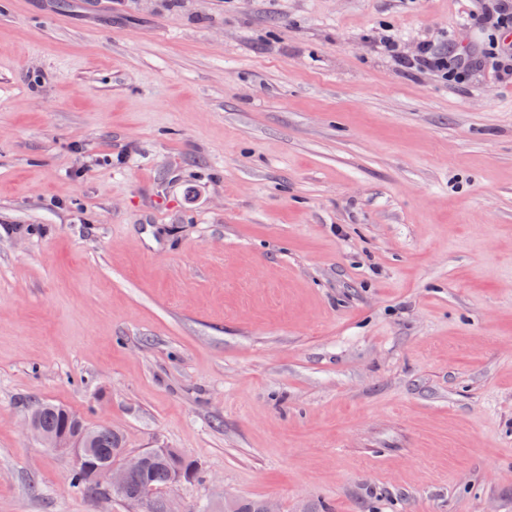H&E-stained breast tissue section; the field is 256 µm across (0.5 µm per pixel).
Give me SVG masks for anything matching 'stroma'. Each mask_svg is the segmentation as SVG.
Returning <instances> with one entry per match:
<instances>
[{
    "label": "stroma",
    "instance_id": "35a3bbf8",
    "mask_svg": "<svg viewBox=\"0 0 512 512\" xmlns=\"http://www.w3.org/2000/svg\"><path fill=\"white\" fill-rule=\"evenodd\" d=\"M486 0H0V512L41 402L175 448L157 512H512V81ZM384 47L396 56L399 66L405 70H429L441 73L448 82L463 83L473 67L478 63L477 57L467 53L440 51L435 44L423 42L417 52L411 56H399L393 39H388Z\"/></svg>",
    "mask_w": 512,
    "mask_h": 512
}]
</instances>
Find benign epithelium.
Listing matches in <instances>:
<instances>
[{
    "label": "benign epithelium",
    "instance_id": "benign-epithelium-1",
    "mask_svg": "<svg viewBox=\"0 0 512 512\" xmlns=\"http://www.w3.org/2000/svg\"><path fill=\"white\" fill-rule=\"evenodd\" d=\"M25 423L27 429L37 436L45 447L70 452L75 467L85 471L97 486L106 487L114 495L125 492L128 476L141 469L145 461V454H131L125 448L104 460H98L83 447L82 437L66 434L46 435L39 429L33 413L27 415Z\"/></svg>",
    "mask_w": 512,
    "mask_h": 512
}]
</instances>
